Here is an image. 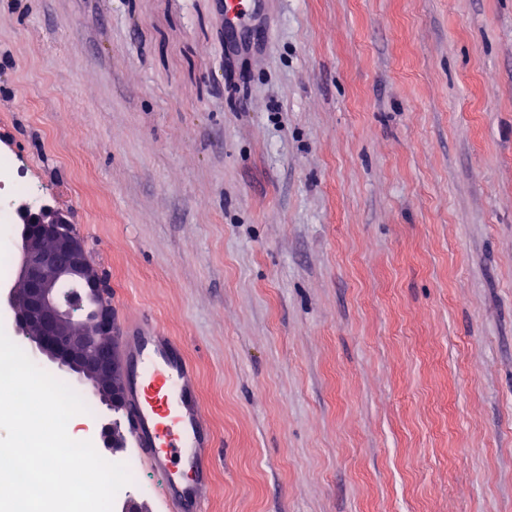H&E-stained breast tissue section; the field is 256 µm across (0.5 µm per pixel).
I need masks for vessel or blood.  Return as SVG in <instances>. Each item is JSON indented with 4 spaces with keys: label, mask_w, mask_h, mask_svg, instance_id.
I'll use <instances>...</instances> for the list:
<instances>
[{
    "label": "vessel or blood",
    "mask_w": 512,
    "mask_h": 512,
    "mask_svg": "<svg viewBox=\"0 0 512 512\" xmlns=\"http://www.w3.org/2000/svg\"><path fill=\"white\" fill-rule=\"evenodd\" d=\"M257 0H223L228 29L242 27ZM128 364L121 422L132 447L161 479L165 512H206L216 438L205 423L194 370L182 345L154 323L115 318Z\"/></svg>",
    "instance_id": "1"
}]
</instances>
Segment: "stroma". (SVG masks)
<instances>
[{"mask_svg":"<svg viewBox=\"0 0 512 512\" xmlns=\"http://www.w3.org/2000/svg\"><path fill=\"white\" fill-rule=\"evenodd\" d=\"M193 361L207 512H512V0H0V154ZM255 0H224V24L228 29L237 30L255 14L258 6Z\"/></svg>","mask_w":512,"mask_h":512,"instance_id":"1","label":"stroma"}]
</instances>
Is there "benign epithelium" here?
<instances>
[{"instance_id":"benign-epithelium-1","label":"benign epithelium","mask_w":512,"mask_h":512,"mask_svg":"<svg viewBox=\"0 0 512 512\" xmlns=\"http://www.w3.org/2000/svg\"><path fill=\"white\" fill-rule=\"evenodd\" d=\"M17 263L14 284L0 291V307L11 312L16 335L29 342L34 361L56 363L87 383L112 415L102 428L105 447H127L117 421L124 407L122 361L113 351L112 303L70 218L50 202L13 201Z\"/></svg>"}]
</instances>
